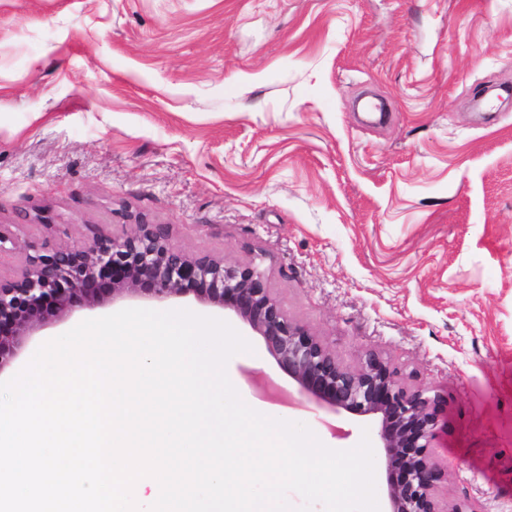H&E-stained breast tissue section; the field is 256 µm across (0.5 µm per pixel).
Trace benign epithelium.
Instances as JSON below:
<instances>
[{
  "label": "benign epithelium",
  "instance_id": "benign-epithelium-1",
  "mask_svg": "<svg viewBox=\"0 0 512 512\" xmlns=\"http://www.w3.org/2000/svg\"><path fill=\"white\" fill-rule=\"evenodd\" d=\"M132 224L123 237L37 250L19 274L0 279V372L18 356L19 337L51 318L126 294L156 301L191 295L234 313L258 333L301 395L337 413L378 418L390 512H467L437 495L448 470L431 451L440 403L432 388L408 384L374 352L357 368L343 366L318 337L288 319L257 266L190 256L160 225L140 215Z\"/></svg>",
  "mask_w": 512,
  "mask_h": 512
}]
</instances>
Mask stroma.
I'll list each match as a JSON object with an SVG mask.
<instances>
[{
    "label": "stroma",
    "instance_id": "1",
    "mask_svg": "<svg viewBox=\"0 0 512 512\" xmlns=\"http://www.w3.org/2000/svg\"><path fill=\"white\" fill-rule=\"evenodd\" d=\"M512 0H0V277L31 242L165 227L187 254L256 264L337 359L383 355L440 396V498L512 512ZM392 116L365 125L363 91ZM49 209L50 226L35 214ZM227 365L243 401L335 450L371 416L296 394L261 336Z\"/></svg>",
    "mask_w": 512,
    "mask_h": 512
}]
</instances>
